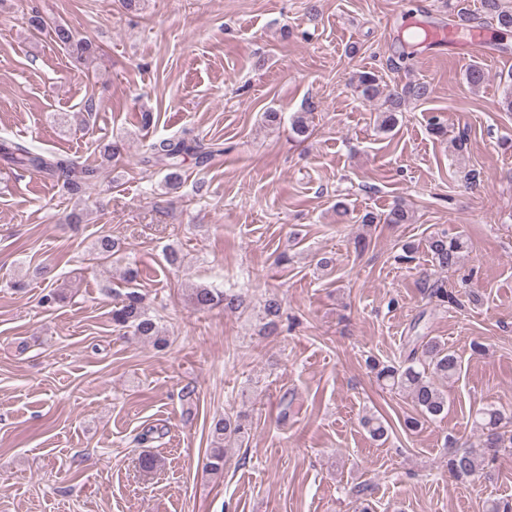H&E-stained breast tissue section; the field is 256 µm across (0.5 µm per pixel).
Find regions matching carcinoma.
<instances>
[{"label": "carcinoma", "instance_id": "carcinoma-1", "mask_svg": "<svg viewBox=\"0 0 512 512\" xmlns=\"http://www.w3.org/2000/svg\"><path fill=\"white\" fill-rule=\"evenodd\" d=\"M491 18L503 28H512V10L503 9L498 0H489ZM30 28L39 33L47 34L60 48L66 50L77 62L87 64L97 59L98 48L91 42L79 40L71 28L60 21L51 20L39 13L29 18ZM356 91L366 101H373L382 95L378 78L371 72L358 75ZM429 88L423 84H408L400 93L385 95L384 110L379 116V128L390 130L396 121L395 113L410 99L421 100L428 96ZM212 151L205 144L195 140L165 138L150 145L148 161L161 165L167 170L165 184L175 189L182 179V164L187 157L193 156L203 160ZM0 163L10 168L41 173L62 182L63 189L70 195H79L91 189L99 177V169L89 164H79L71 158L50 152H37L28 146L4 138L0 139ZM411 220L409 211L400 205L393 207L383 216L367 212L360 218L362 224H407ZM118 242L110 234L100 236L95 244L98 257L108 258L116 252ZM465 248L459 238H450L443 234H435L429 238L428 249L433 265L441 270H448L457 265L461 252ZM188 299L199 310H209L218 305L227 310H237L243 304L239 293L218 292L213 288L196 287L191 289ZM283 299L276 294L269 295L262 305L265 329L277 325ZM113 323L132 329L137 339L148 342L157 348L167 345V340L147 310L142 305L138 292L132 290L118 306L112 309ZM377 379L391 390L408 393L416 410L423 416L437 418L448 411V398L435 383L434 378L453 380L459 375L461 362L457 355L434 340H429L413 347L403 364L379 366ZM473 423L485 437L481 449H453L448 453V471L457 479H467L478 471L485 459V454L502 447L504 442L512 444V436H506V423L501 412L490 406L478 409L474 414ZM216 447L212 449L206 469L213 474L224 471V441L230 438H242L247 434V425L240 416L228 415L218 419L214 424Z\"/></svg>", "mask_w": 512, "mask_h": 512}]
</instances>
